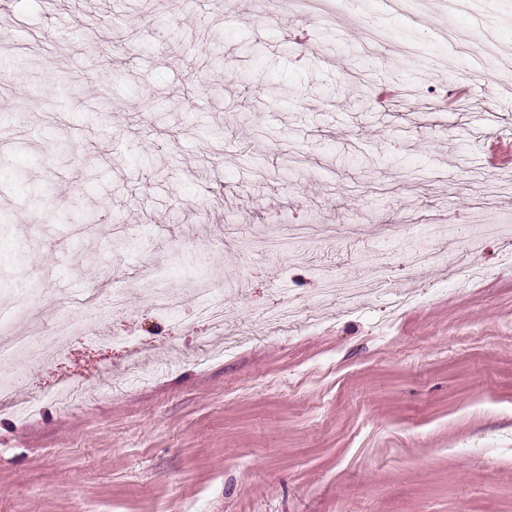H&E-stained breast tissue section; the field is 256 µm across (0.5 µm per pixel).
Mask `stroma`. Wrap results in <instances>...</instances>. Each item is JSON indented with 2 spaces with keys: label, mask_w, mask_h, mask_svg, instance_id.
<instances>
[{
  "label": "stroma",
  "mask_w": 512,
  "mask_h": 512,
  "mask_svg": "<svg viewBox=\"0 0 512 512\" xmlns=\"http://www.w3.org/2000/svg\"><path fill=\"white\" fill-rule=\"evenodd\" d=\"M6 6L0 300L48 289L27 334L77 313L58 296L104 301L48 363L28 354L39 403L0 412V512H512V162L484 148L512 145V0H487V34L443 0L413 19L386 0L322 17L289 0ZM84 13L105 40L71 39ZM373 28L395 52L368 47ZM446 30L480 54L452 56ZM488 69L466 107L441 109L456 73ZM381 80L408 96L376 103ZM45 185L52 209H93V232L46 224L22 242ZM403 222L412 235H386ZM291 224L313 226L307 244L254 249ZM118 232L120 257L101 256ZM395 248L434 259L404 273ZM149 261L182 299L161 318ZM326 271H381L386 291L350 314L317 294ZM206 286L224 291L223 324L193 316ZM289 298L292 327H256Z\"/></svg>",
  "instance_id": "35a3bbf8"
}]
</instances>
